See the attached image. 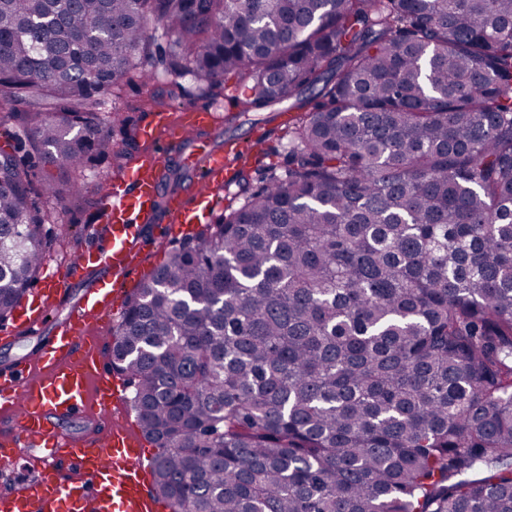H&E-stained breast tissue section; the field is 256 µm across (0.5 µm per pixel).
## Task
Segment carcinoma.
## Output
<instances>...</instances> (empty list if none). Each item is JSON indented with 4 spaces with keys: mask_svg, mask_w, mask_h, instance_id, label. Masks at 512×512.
Returning a JSON list of instances; mask_svg holds the SVG:
<instances>
[{
    "mask_svg": "<svg viewBox=\"0 0 512 512\" xmlns=\"http://www.w3.org/2000/svg\"><path fill=\"white\" fill-rule=\"evenodd\" d=\"M165 73L289 114L282 171L127 298L112 368L170 512H512V0H0V103L47 162ZM0 151V319L42 221ZM62 205L83 187L46 181Z\"/></svg>",
    "mask_w": 512,
    "mask_h": 512,
    "instance_id": "1",
    "label": "carcinoma"
}]
</instances>
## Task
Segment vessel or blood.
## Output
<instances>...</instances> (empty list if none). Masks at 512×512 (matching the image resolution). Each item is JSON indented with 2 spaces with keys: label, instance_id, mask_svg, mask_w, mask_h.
Returning a JSON list of instances; mask_svg holds the SVG:
<instances>
[{
  "label": "vessel or blood",
  "instance_id": "vessel-or-blood-1",
  "mask_svg": "<svg viewBox=\"0 0 512 512\" xmlns=\"http://www.w3.org/2000/svg\"><path fill=\"white\" fill-rule=\"evenodd\" d=\"M214 114L189 105L178 126L167 112L154 113L141 135L150 152L137 157L115 177L102 198L107 230L94 250L84 252L64 269L46 274L15 307V327L38 331L48 313L68 291L73 276L103 265L110 279L99 281L75 305L55 333L44 342L36 361L22 360L0 370V413L9 416L0 430V461L9 462L19 448H39L44 463L38 474L0 496V512H162L152 490L151 460L146 441L130 427L101 426L80 437L68 436L62 424L86 419L92 409L126 402L128 387L105 366L99 337L88 324L114 314L119 299L142 280L138 259L153 243L135 237L137 226L159 221L176 225L180 234L198 231L213 207V193L229 180L228 160L243 152L241 142L211 147L206 131ZM187 144L185 159L203 178L188 193L162 195L170 143Z\"/></svg>",
  "mask_w": 512,
  "mask_h": 512
}]
</instances>
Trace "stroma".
Masks as SVG:
<instances>
[{
  "instance_id": "35a3bbf8",
  "label": "stroma",
  "mask_w": 512,
  "mask_h": 512,
  "mask_svg": "<svg viewBox=\"0 0 512 512\" xmlns=\"http://www.w3.org/2000/svg\"><path fill=\"white\" fill-rule=\"evenodd\" d=\"M142 73L132 74L115 88L101 110V116L108 122L114 141V154L95 159L85 169L66 170L45 165L32 151L27 136L11 137L0 127V145H11L16 156L22 160L34 182H41L51 174L82 184L92 199V206L75 208L53 202L44 206L49 214L45 226L47 247L43 265L49 269L67 266L71 260L83 253L103 232L105 223L99 203L103 191L115 175L122 173L133 158L144 151L140 131L151 121L156 110H179L185 106L199 104L209 107L217 115L216 123L208 130L207 138L213 147H221L225 140H245L260 137L261 145L253 167H280L285 162L283 144L285 128L280 121L264 122L258 125L241 122L236 126H225L223 117L232 104L218 88L202 89L192 83L169 89L157 79H147L146 74L158 70L156 45L148 43L141 53Z\"/></svg>"
}]
</instances>
